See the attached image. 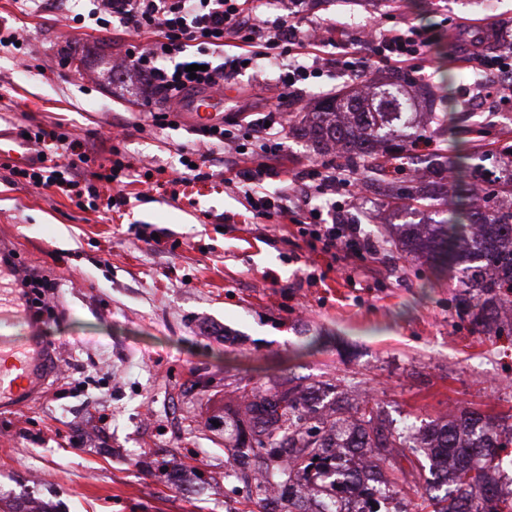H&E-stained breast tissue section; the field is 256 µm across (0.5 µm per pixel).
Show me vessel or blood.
I'll list each match as a JSON object with an SVG mask.
<instances>
[{"label":"vessel or blood","instance_id":"vessel-or-blood-1","mask_svg":"<svg viewBox=\"0 0 512 512\" xmlns=\"http://www.w3.org/2000/svg\"><path fill=\"white\" fill-rule=\"evenodd\" d=\"M184 123L191 127L217 125L224 121V96L213 91L180 105ZM0 156L19 165L33 163L36 155L19 131L0 129ZM21 327L22 338L10 335L11 327ZM0 359L11 366L0 370V409L15 408L36 397L46 384L50 365L49 347L41 323L32 314L25 297L14 288L9 270H0Z\"/></svg>","mask_w":512,"mask_h":512}]
</instances>
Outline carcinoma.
Masks as SVG:
<instances>
[{
	"instance_id": "obj_1",
	"label": "carcinoma",
	"mask_w": 512,
	"mask_h": 512,
	"mask_svg": "<svg viewBox=\"0 0 512 512\" xmlns=\"http://www.w3.org/2000/svg\"><path fill=\"white\" fill-rule=\"evenodd\" d=\"M437 97L421 78L409 74H372L349 83L295 120L290 131L318 149L355 158L349 172L371 185L377 161L386 153H403L425 131L409 132L421 112L435 111ZM428 167L452 174L469 169L464 157H435ZM392 195L419 206L440 200L452 205L448 221L407 224L394 243L441 273L457 272L459 312L472 330L500 335L512 328V206L502 207L483 190L467 184H443L436 194L417 176L405 186H390ZM342 409L322 413L303 400L301 386L280 383L258 392L247 403V421L228 423L235 462L253 458L261 477L288 491L285 512H309L306 503L325 495L317 512H346L344 495L353 486L375 483L379 494H366L359 512H381L385 501L405 497L388 471L411 476L409 488H424L432 512H512V490L499 488L501 453L512 445L507 417L494 418L462 410L448 421L422 431L414 441L392 429L377 404L358 399L350 418ZM412 466L406 471L401 460ZM4 512H57L56 504L37 506L11 501Z\"/></svg>"
}]
</instances>
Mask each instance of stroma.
<instances>
[{
  "label": "stroma",
  "instance_id": "obj_1",
  "mask_svg": "<svg viewBox=\"0 0 512 512\" xmlns=\"http://www.w3.org/2000/svg\"><path fill=\"white\" fill-rule=\"evenodd\" d=\"M267 16L297 9L305 23L339 27L343 57L367 58L355 36L400 22L431 36L421 75L449 104L432 127L433 148L471 157L472 182L499 183L501 143L512 142V110L485 145L461 91L476 75L456 48L469 25L512 34V0H259ZM52 0H0V20L17 28L21 49L0 46V128L60 127L107 163L108 133L121 135L127 161L148 183L125 185L120 211L79 209L58 191L15 185L0 167V234L17 244L18 275L55 282L48 295L47 338L63 375L15 410H0V495H36L63 512H266L257 490L228 483L222 422L243 397L270 382L310 388L318 403L367 391L392 428L422 429L462 409L512 415V334L484 336L460 319L453 274L398 256L378 261V275L346 281L336 262L302 248L280 216L256 219L240 192L215 179L172 198L177 147L196 140L186 124L157 126L165 98L138 89L129 70L113 71L136 34L79 27ZM68 48L70 59L58 52ZM279 69L269 63L232 81L227 118H260L275 105L298 112L351 78L342 69L301 84L280 100ZM305 139L288 136L271 165L290 186L266 180L267 194L299 192L296 177L322 162ZM349 223L374 234L383 224L427 223L445 206L408 214L388 207L385 185L338 194ZM332 203V204H335ZM319 208L324 222L336 215ZM155 234L145 243L129 225Z\"/></svg>",
  "mask_w": 512,
  "mask_h": 512
}]
</instances>
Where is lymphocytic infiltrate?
Masks as SVG:
<instances>
[{
    "mask_svg": "<svg viewBox=\"0 0 512 512\" xmlns=\"http://www.w3.org/2000/svg\"><path fill=\"white\" fill-rule=\"evenodd\" d=\"M246 0H92L88 12L96 26L108 28L113 20H120L125 28L152 35V42L141 50L129 51L127 64L137 75L143 90L156 92L173 99L187 93L223 86L225 81L239 76L246 63L259 59L287 61L282 88L290 90L296 84L318 74L328 60L318 49L321 39L312 29L303 26L297 13L267 18L261 10L245 11ZM500 51L489 54L480 41L463 45L460 61L464 66L482 71L490 94L500 101L512 102V35L496 28ZM361 42L369 47L371 58L383 65L404 69L421 60L428 46L424 30L407 28L363 30ZM214 45L224 50L221 62H209L194 54L193 49ZM178 55L173 66L162 63L166 55ZM198 65L197 75H190V65ZM268 122L246 130L201 128L205 149H187L182 153L188 164L184 166L179 182L188 186L207 180L203 166L208 159L207 148L237 147L240 139L250 140L259 160L256 167L230 169L228 183L239 189L253 217L266 218L278 213L288 219L296 236L306 246L329 256L333 261H352L353 272H369L368 254L373 245L362 238L355 225L326 224L316 210L310 209L312 198L333 195L346 190L358 196L364 191L357 179L336 176L332 163L324 162L307 174L308 184L297 208H289L286 197H269L257 191L263 179L275 176L276 168L267 164V157L278 154L286 137V123L277 110H270ZM31 142L46 141L66 147L68 162H58L54 155L41 154L38 163L26 168L10 167L11 180L16 184H30L45 189L54 188L74 198L77 207L95 211L112 210L126 205L127 198L118 194L101 196L99 183H124L132 179L131 164L121 157L120 146H111L113 160L109 168L93 173L89 170L91 154L68 134L39 127L29 132Z\"/></svg>",
    "mask_w": 512,
    "mask_h": 512,
    "instance_id": "obj_1",
    "label": "lymphocytic infiltrate"
}]
</instances>
